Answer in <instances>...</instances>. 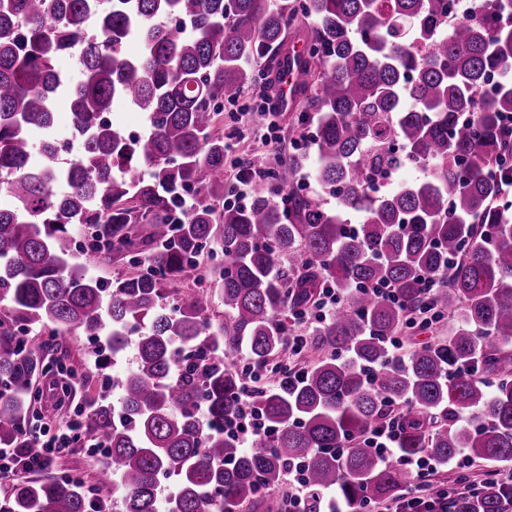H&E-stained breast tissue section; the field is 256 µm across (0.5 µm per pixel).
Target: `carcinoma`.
Here are the masks:
<instances>
[{
    "label": "carcinoma",
    "instance_id": "1",
    "mask_svg": "<svg viewBox=\"0 0 512 512\" xmlns=\"http://www.w3.org/2000/svg\"><path fill=\"white\" fill-rule=\"evenodd\" d=\"M313 21L299 89L316 116L313 176L336 210L301 194L300 150L272 172L288 191L283 212L260 187L246 206L224 199L223 102L254 83L251 63L283 44L290 21L271 0H0V446L42 452L26 423L41 353L59 336L104 339L134 367L103 383L119 390L83 410L103 449L115 512H280L272 490L301 464L308 512L336 492L347 512L410 482L400 461L441 465L466 451L512 461V381L488 391L465 372L512 374V221L500 205L512 182V82L484 81L512 64V0H487L450 19L448 0H299ZM141 46L125 55L127 42ZM75 61L74 80L59 61ZM72 115L63 156L53 108ZM146 115L127 136L104 116ZM427 175L372 193L375 176L405 165ZM195 193L180 212L175 192ZM361 216L358 230L344 214ZM90 230L86 252L136 271L92 275L74 251L72 225ZM224 261L185 297L170 284ZM439 281L428 293L422 277ZM326 288L336 307L298 345V318ZM374 288H390L379 297ZM224 323L212 329L214 292ZM434 310L458 324L446 343L392 357L387 341L408 316ZM46 332L41 342L30 332ZM245 348L258 370L313 348L326 355L282 391L244 389L224 363ZM464 368L445 372L446 362ZM405 410L390 413V405ZM252 411L273 434L246 448L224 422ZM395 418V462L359 436ZM331 448H344L338 457ZM493 482L452 512H504ZM0 512H97L73 479L20 482Z\"/></svg>",
    "mask_w": 512,
    "mask_h": 512
}]
</instances>
